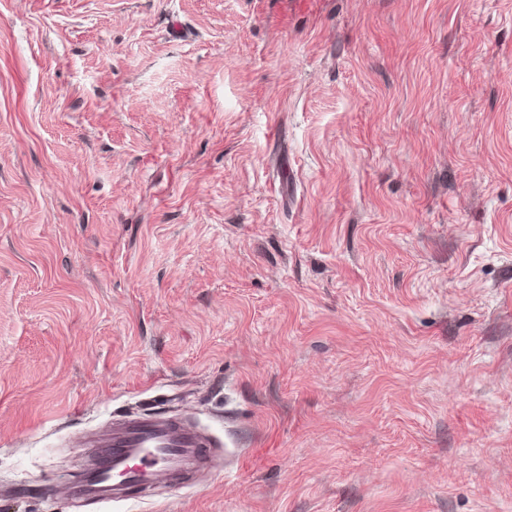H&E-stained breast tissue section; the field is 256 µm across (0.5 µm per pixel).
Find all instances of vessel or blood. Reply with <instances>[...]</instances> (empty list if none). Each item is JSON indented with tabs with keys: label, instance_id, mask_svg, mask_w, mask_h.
I'll list each match as a JSON object with an SVG mask.
<instances>
[{
	"label": "vessel or blood",
	"instance_id": "b4317fda",
	"mask_svg": "<svg viewBox=\"0 0 512 512\" xmlns=\"http://www.w3.org/2000/svg\"><path fill=\"white\" fill-rule=\"evenodd\" d=\"M97 446L101 485L116 481L128 491L172 481L183 454L206 460L211 444L181 420L143 415L101 434Z\"/></svg>",
	"mask_w": 512,
	"mask_h": 512
}]
</instances>
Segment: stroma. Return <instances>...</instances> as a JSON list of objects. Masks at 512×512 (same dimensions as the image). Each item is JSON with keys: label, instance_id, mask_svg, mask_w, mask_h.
<instances>
[{"label": "stroma", "instance_id": "stroma-1", "mask_svg": "<svg viewBox=\"0 0 512 512\" xmlns=\"http://www.w3.org/2000/svg\"><path fill=\"white\" fill-rule=\"evenodd\" d=\"M0 512H512V0H0ZM98 440L100 485L114 484L118 478L125 494L135 487L172 482L185 450L204 461L211 447L181 420L152 415L130 417L120 427L112 423V430Z\"/></svg>", "mask_w": 512, "mask_h": 512}]
</instances>
